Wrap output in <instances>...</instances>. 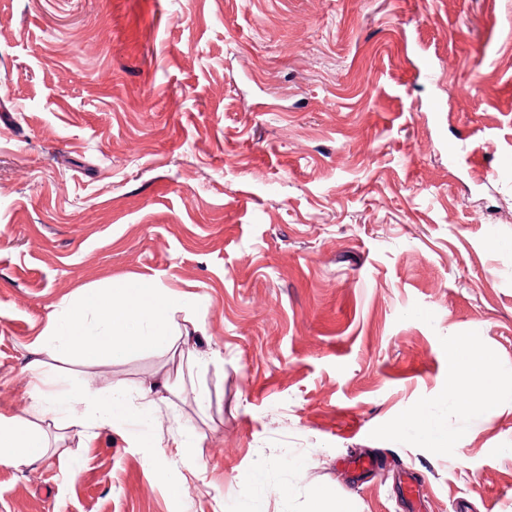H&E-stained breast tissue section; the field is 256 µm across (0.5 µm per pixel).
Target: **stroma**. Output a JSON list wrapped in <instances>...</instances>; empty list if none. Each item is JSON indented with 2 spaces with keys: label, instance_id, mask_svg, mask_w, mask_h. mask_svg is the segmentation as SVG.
<instances>
[{
  "label": "stroma",
  "instance_id": "stroma-1",
  "mask_svg": "<svg viewBox=\"0 0 512 512\" xmlns=\"http://www.w3.org/2000/svg\"><path fill=\"white\" fill-rule=\"evenodd\" d=\"M141 277L200 332L46 363L157 390L161 469L47 419L0 512H248L257 472L266 512H512V0H0V413L49 314ZM460 338L498 385L469 415ZM452 370L447 393L467 411H478L497 398L494 370L485 351L476 343L458 339L449 350ZM414 419L419 423V437L425 443L426 447L444 449V442L436 425L429 418L424 409H418L411 413ZM311 509L309 512H353L349 501L344 497L331 498L321 489L310 493Z\"/></svg>",
  "mask_w": 512,
  "mask_h": 512
}]
</instances>
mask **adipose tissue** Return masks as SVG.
<instances>
[{
    "mask_svg": "<svg viewBox=\"0 0 512 512\" xmlns=\"http://www.w3.org/2000/svg\"><path fill=\"white\" fill-rule=\"evenodd\" d=\"M176 302L153 280L141 279L111 289L108 296H93L86 303L53 314L34 353L55 354L65 347L87 360L109 354L119 358L147 347L170 348L181 331L171 320ZM452 370L447 393L469 411H477L497 397L495 373L485 351L476 343L457 340L449 350ZM147 390L118 387L110 403H101L96 390L60 389L57 380L42 374L31 393L38 419L67 412L69 426L87 428L97 423L114 425L124 415L129 399L147 400ZM44 445L36 423L18 426L0 414V464L25 466L42 458Z\"/></svg>",
    "mask_w": 512,
    "mask_h": 512,
    "instance_id": "1",
    "label": "adipose tissue"
}]
</instances>
